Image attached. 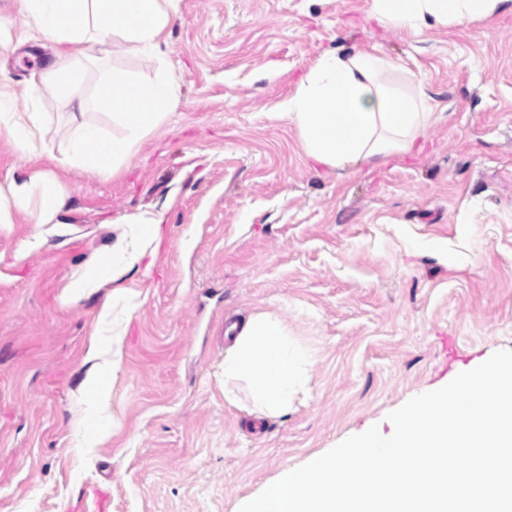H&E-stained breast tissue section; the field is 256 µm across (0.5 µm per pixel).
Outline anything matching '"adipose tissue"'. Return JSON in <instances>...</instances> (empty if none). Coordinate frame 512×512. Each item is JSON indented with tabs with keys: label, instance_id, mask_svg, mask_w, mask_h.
<instances>
[{
	"label": "adipose tissue",
	"instance_id": "obj_1",
	"mask_svg": "<svg viewBox=\"0 0 512 512\" xmlns=\"http://www.w3.org/2000/svg\"><path fill=\"white\" fill-rule=\"evenodd\" d=\"M180 0H20L31 19V37L44 38L58 48V67L48 70L45 84L70 101L83 95L73 80L64 78L62 64L90 57L116 46L153 59L152 82L139 84L126 71L112 68L102 82L96 104L111 111L121 135L97 141L94 132L80 131L69 145L68 160L95 172L119 171L138 152L149 132L164 120L178 97L168 72L166 32L179 11ZM512 13V0H370L369 16L381 27L412 36L454 23L485 20ZM285 114L300 137L302 151L312 164L347 171L366 161L384 160L413 150L433 121L432 107L421 82L401 73L399 65L377 47L344 55L336 50L320 54L284 103ZM13 206L27 210L32 196L41 205L37 221L58 223L66 199L57 178L34 170L9 187ZM165 235L161 217L123 222L108 248L107 265L92 264L67 286L69 295H90L111 286L113 306L102 317L112 320V358L100 361L97 344L86 359V380L97 396V410L106 404V377L117 373L122 360L128 314L119 308L135 287L145 260L156 254ZM307 351L291 339L284 321L274 313L249 316L224 352V399L237 404V385L248 382L247 410L265 418H279L293 408L308 380Z\"/></svg>",
	"mask_w": 512,
	"mask_h": 512
}]
</instances>
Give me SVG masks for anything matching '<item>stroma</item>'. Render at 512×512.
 I'll use <instances>...</instances> for the list:
<instances>
[{
  "label": "stroma",
  "mask_w": 512,
  "mask_h": 512,
  "mask_svg": "<svg viewBox=\"0 0 512 512\" xmlns=\"http://www.w3.org/2000/svg\"><path fill=\"white\" fill-rule=\"evenodd\" d=\"M369 0H181L167 69L180 94L121 172L57 169L58 224L7 208L0 221V512H239L265 485L512 350V13L428 31L383 30ZM32 22L0 0V91L39 113L33 153L0 134V196L55 169L78 124L118 136L111 113L40 86L54 45L19 43ZM377 44L423 80L438 111L423 151L345 172L310 167L281 104L325 50ZM153 80L114 52L71 72L94 96L104 65ZM162 214L166 237L127 296L111 431L84 442L81 383L92 334L109 346L102 288L66 285L103 261L112 225ZM277 313L312 355L288 416L224 400V319Z\"/></svg>",
  "instance_id": "1"
}]
</instances>
